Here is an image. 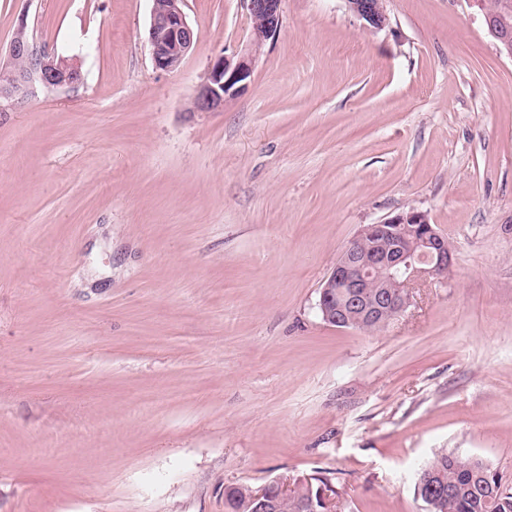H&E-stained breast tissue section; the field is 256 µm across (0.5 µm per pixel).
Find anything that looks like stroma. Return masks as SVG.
<instances>
[{"mask_svg": "<svg viewBox=\"0 0 512 512\" xmlns=\"http://www.w3.org/2000/svg\"><path fill=\"white\" fill-rule=\"evenodd\" d=\"M386 6L283 0L248 91L190 113L243 0H185L172 72L151 0H0V66L23 19L83 73L0 106V512H226L285 476L425 512L442 451L512 484V58L471 0ZM409 209L446 278L381 331L324 322L340 252ZM148 41L154 68L171 72L179 68L196 43L195 31L182 0H151ZM346 10L362 22L364 29L379 31L387 26L386 0H344ZM252 489L247 486L231 487L225 492L224 506L227 512H251L250 502Z\"/></svg>", "mask_w": 512, "mask_h": 512, "instance_id": "obj_1", "label": "stroma"}]
</instances>
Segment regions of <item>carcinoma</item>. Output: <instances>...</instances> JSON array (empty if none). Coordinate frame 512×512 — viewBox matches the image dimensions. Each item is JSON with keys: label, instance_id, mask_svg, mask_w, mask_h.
Listing matches in <instances>:
<instances>
[{"label": "carcinoma", "instance_id": "cac0c4a2", "mask_svg": "<svg viewBox=\"0 0 512 512\" xmlns=\"http://www.w3.org/2000/svg\"><path fill=\"white\" fill-rule=\"evenodd\" d=\"M326 480L310 477L295 493L282 503L276 512H296L298 499L317 498L320 485ZM453 490V494L439 499L438 488ZM252 489L231 487L225 492L227 512H252ZM414 493L424 504H433L432 512H512V487L502 476L491 470L482 460L454 453H442L421 467L414 484Z\"/></svg>", "mask_w": 512, "mask_h": 512}]
</instances>
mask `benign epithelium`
<instances>
[{
  "label": "benign epithelium",
  "mask_w": 512,
  "mask_h": 512,
  "mask_svg": "<svg viewBox=\"0 0 512 512\" xmlns=\"http://www.w3.org/2000/svg\"><path fill=\"white\" fill-rule=\"evenodd\" d=\"M252 23L250 43L230 61L217 57L198 86L188 111L216 112L242 95L251 82L256 59L266 42L282 25V0H243ZM346 10L364 29L387 26L386 0H344ZM499 52L512 58V30L504 15L487 9L486 0H473ZM183 0H152L148 26L154 68L171 72L179 68L196 43L195 31L184 12ZM10 62L0 68V99L22 98L39 85L46 89L74 88L82 75L74 59L55 52L33 54L26 22H21L9 46ZM453 264L448 239L431 224L427 213L408 210L376 224L366 225L341 253V258L320 289L318 308L332 325L359 327L382 313L390 319L411 303V289L428 278L443 279ZM347 294V304L335 303L336 289ZM293 481H274L253 491L258 507L268 509L294 496Z\"/></svg>",
  "instance_id": "benign-epithelium-1"
}]
</instances>
